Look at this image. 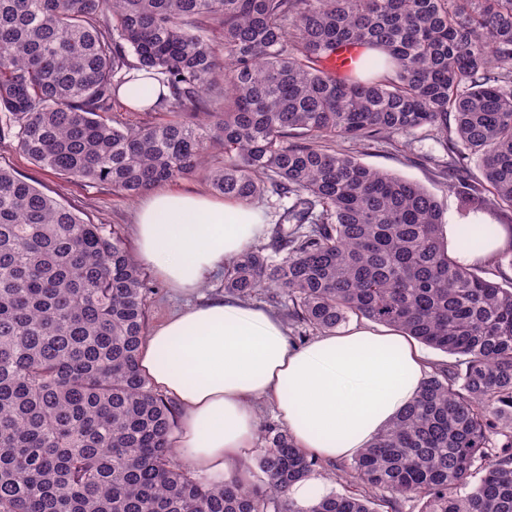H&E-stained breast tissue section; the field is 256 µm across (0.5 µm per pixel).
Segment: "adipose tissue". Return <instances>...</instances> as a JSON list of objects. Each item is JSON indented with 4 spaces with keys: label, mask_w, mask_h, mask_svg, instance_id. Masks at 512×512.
<instances>
[{
    "label": "adipose tissue",
    "mask_w": 512,
    "mask_h": 512,
    "mask_svg": "<svg viewBox=\"0 0 512 512\" xmlns=\"http://www.w3.org/2000/svg\"><path fill=\"white\" fill-rule=\"evenodd\" d=\"M452 243L466 264L485 262L507 241L503 225L487 227L474 245ZM269 228L262 212L234 200L162 187L137 208V255L176 291L196 293ZM139 365L180 408L175 440L182 458L214 478H247L256 405H276L297 448L325 462L367 447L413 399L428 371L418 345L402 333L354 327L316 336L299 347L271 312L214 297L151 330Z\"/></svg>",
    "instance_id": "1"
}]
</instances>
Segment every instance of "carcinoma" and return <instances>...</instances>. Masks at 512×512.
<instances>
[{
  "label": "carcinoma",
  "mask_w": 512,
  "mask_h": 512,
  "mask_svg": "<svg viewBox=\"0 0 512 512\" xmlns=\"http://www.w3.org/2000/svg\"><path fill=\"white\" fill-rule=\"evenodd\" d=\"M343 42L384 59L362 60L366 79L332 70ZM133 69L168 88L166 119L111 125L100 113ZM423 128L462 216L512 213V0H0V135L31 162L128 197L200 174L226 199H286L224 293L321 334L365 318L455 358L360 449L349 489L300 507L291 487L318 459L274 423L261 483L205 482L139 369L149 287L120 230L1 166L0 512H512V285L448 252L428 190L338 145Z\"/></svg>",
  "instance_id": "1"
}]
</instances>
